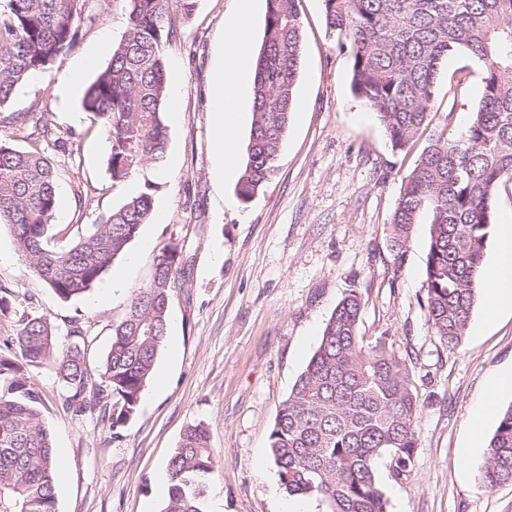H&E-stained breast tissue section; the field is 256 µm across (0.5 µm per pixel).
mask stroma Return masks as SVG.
Returning <instances> with one entry per match:
<instances>
[{"label": "stroma", "instance_id": "obj_1", "mask_svg": "<svg viewBox=\"0 0 512 512\" xmlns=\"http://www.w3.org/2000/svg\"><path fill=\"white\" fill-rule=\"evenodd\" d=\"M88 6L97 19L79 27L74 47L0 108V139L12 138L7 118L14 114L51 124L57 139L46 153L56 170V223L91 228L145 192L167 210L166 223L141 226L109 275L125 273L130 288L145 286L168 244L182 249L185 274L172 295L155 376L120 439L98 413L66 409L52 365L29 369L61 458L57 512H162L168 492L160 481L184 430L195 424L206 428L217 453L203 512H283L297 500L270 459L275 416L326 321L352 291L363 300L364 345L383 344L406 359L419 403V441L407 476L391 477L387 458L377 462L388 512H512V484L486 488L484 456L460 460L463 448L488 444L496 428V418L481 417L480 409L490 377L512 366V308L494 310L478 299L461 344L445 348L428 332L423 306L428 216H420L405 251L391 242L405 176L430 139L463 129L481 97L480 66L464 54L449 56L429 125L406 151H393L376 115L351 92V57L326 29L323 0H296L302 109L291 115L273 170L245 203L235 180L215 177L209 108L224 20L236 0H196L190 16H175L163 55L168 78L179 79L184 92L165 108L166 156L120 182L107 172V140L82 98L127 29L129 0ZM93 51L96 67L73 74ZM0 286L11 291L10 309L0 312V354L17 355L18 320L31 314L47 318L63 345L79 323L89 341L86 361L99 369L127 294L96 305L97 283L61 300L22 257L0 268Z\"/></svg>", "mask_w": 512, "mask_h": 512}]
</instances>
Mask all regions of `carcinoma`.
Segmentation results:
<instances>
[{
  "label": "carcinoma",
  "instance_id": "1",
  "mask_svg": "<svg viewBox=\"0 0 512 512\" xmlns=\"http://www.w3.org/2000/svg\"><path fill=\"white\" fill-rule=\"evenodd\" d=\"M88 0H0V108L30 74L53 66L72 47L80 24L95 22ZM126 33L87 88L83 109L109 143L114 181L166 155L168 99L162 44L174 15L195 0H129ZM329 33L344 38L352 58L353 93L377 114L392 148L410 146L431 122L441 63L464 53L481 66L482 96L465 129L442 134L422 151L392 218L394 247H406L422 214L430 218L426 260L428 330L453 350L465 336L484 274V254L500 188L512 183V0H323ZM302 66V29L295 0H266L263 42L253 82L247 160L236 192L247 202L264 184L286 136ZM21 149L0 140V222L13 229L18 251L62 299L86 293L152 222L149 194L133 197L90 229L56 224L55 169L41 148L49 128L30 132L12 117ZM73 237L60 248L55 239ZM183 270L181 250L164 247L150 282L131 292L100 374L92 381L88 339L59 345L42 316L21 317L16 332L23 362L0 355V512H56L55 457L41 419V397L27 368L55 365L66 407L104 409L114 437L135 416L166 338L169 304ZM362 301L352 290L328 319L320 343L270 434L281 484L310 497L324 512H387L376 460L392 474L408 472L418 445L417 400L409 370L394 350L363 345L357 336ZM216 454L199 425L188 428L167 464L162 512H202ZM490 489L512 483V405L498 416L481 472Z\"/></svg>",
  "mask_w": 512,
  "mask_h": 512
}]
</instances>
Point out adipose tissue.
Returning a JSON list of instances; mask_svg holds the SVG:
<instances>
[{"mask_svg": "<svg viewBox=\"0 0 512 512\" xmlns=\"http://www.w3.org/2000/svg\"><path fill=\"white\" fill-rule=\"evenodd\" d=\"M256 0H240L235 15L224 21L223 65L210 97L213 113L214 152L220 165L218 179L235 176L238 132L252 121L251 110L240 104L244 88L252 83L254 61L250 42V21Z\"/></svg>", "mask_w": 512, "mask_h": 512, "instance_id": "ef3b65f1", "label": "adipose tissue"}]
</instances>
